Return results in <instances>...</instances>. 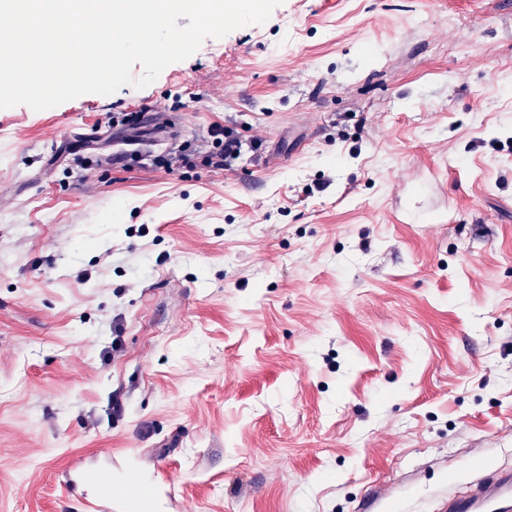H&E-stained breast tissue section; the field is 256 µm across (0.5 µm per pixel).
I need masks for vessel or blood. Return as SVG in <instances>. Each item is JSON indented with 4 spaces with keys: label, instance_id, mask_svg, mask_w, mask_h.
<instances>
[{
    "label": "vessel or blood",
    "instance_id": "b4317fda",
    "mask_svg": "<svg viewBox=\"0 0 512 512\" xmlns=\"http://www.w3.org/2000/svg\"><path fill=\"white\" fill-rule=\"evenodd\" d=\"M138 483V476L129 474L123 488L89 502L88 512H112L116 504L126 500L129 492L135 491ZM436 512H512V466H500L466 489L449 492L438 501Z\"/></svg>",
    "mask_w": 512,
    "mask_h": 512
}]
</instances>
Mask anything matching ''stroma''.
<instances>
[{
  "label": "stroma",
  "mask_w": 512,
  "mask_h": 512,
  "mask_svg": "<svg viewBox=\"0 0 512 512\" xmlns=\"http://www.w3.org/2000/svg\"><path fill=\"white\" fill-rule=\"evenodd\" d=\"M216 123L260 149L209 166ZM76 462L159 512H430L512 463V0H283L0 109V512H86Z\"/></svg>",
  "instance_id": "stroma-1"
}]
</instances>
